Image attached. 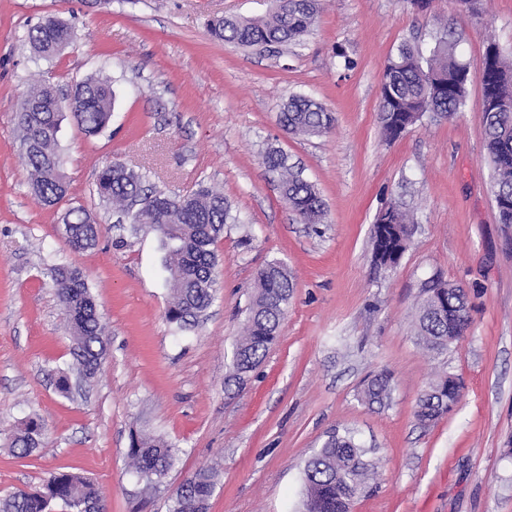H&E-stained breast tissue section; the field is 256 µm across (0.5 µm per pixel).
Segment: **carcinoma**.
Returning a JSON list of instances; mask_svg holds the SVG:
<instances>
[{
  "mask_svg": "<svg viewBox=\"0 0 512 512\" xmlns=\"http://www.w3.org/2000/svg\"><path fill=\"white\" fill-rule=\"evenodd\" d=\"M318 16V0H284V4L262 17L219 18L210 22L212 35L227 44L253 47L284 44L307 35ZM74 30L67 23L48 18L28 31L34 53L50 59L60 47L72 43ZM495 56L482 81L484 103V147L494 169L493 196L502 202L499 222L512 224V65L496 46ZM448 73L453 88L436 92L431 75ZM468 68L457 56L455 43L442 36L429 56L403 46L386 68L384 96L379 98L381 113H418L422 118L449 119L465 103ZM28 98L38 103L31 112L17 115V128L30 185L46 205H55L67 194V185L55 173L60 160L58 131L63 112L56 106L51 84L34 85ZM114 92L108 79L90 78L79 84L70 115L89 136H97L109 125ZM333 117L321 104L305 95H293L279 112V125L298 136L320 135L328 130ZM263 163L279 177L283 200L305 224L324 222V203L314 185L294 171L288 155L277 148L263 154ZM96 194L130 212L133 229H152L163 237L168 248L171 302L167 322L182 331L195 322L213 299L215 269L219 263L214 248L224 233V225L236 220L224 195L208 189L191 195L170 196L159 191L144 192L141 176L121 164L104 168L96 180ZM62 234L74 251L92 247L97 226L82 209L69 211ZM56 295L71 329L72 366L85 379L94 377L106 353L95 298L80 269L70 265L49 268ZM293 284L286 265L271 261L257 274V293L247 308L243 336L233 359L228 382L241 379L258 366L275 341L288 308ZM448 298L458 304L466 301L463 288L439 282L428 290L419 307L416 335L428 349L448 346L449 321L434 312L435 302ZM455 377L444 375L419 399L417 417L430 422L448 413V401H457L460 387ZM390 379L381 373L363 390L365 402L372 405L389 398ZM42 445V424L30 420L10 437L16 456L24 458ZM132 472L151 485L160 474H168L178 461V449L160 436L133 431L126 454ZM302 512H350L355 499L365 493L374 463L364 459V450L353 432L336 431L306 463ZM216 474L200 469L178 488L170 512H196L194 503L210 499ZM101 500L95 483L71 471L49 475L37 491L18 490L0 498V512H46L47 503H60L67 512H82V505Z\"/></svg>",
  "mask_w": 512,
  "mask_h": 512,
  "instance_id": "cac0c4a2",
  "label": "carcinoma"
}]
</instances>
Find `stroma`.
Instances as JSON below:
<instances>
[{
    "instance_id": "1",
    "label": "stroma",
    "mask_w": 512,
    "mask_h": 512,
    "mask_svg": "<svg viewBox=\"0 0 512 512\" xmlns=\"http://www.w3.org/2000/svg\"><path fill=\"white\" fill-rule=\"evenodd\" d=\"M267 0H0V497L39 488L50 473L91 478L107 512H169L181 483L218 472L209 512H297L306 461L337 430H352L377 474L351 512H512V225L500 224L483 141L482 70L489 43L512 60V0H319L302 40L246 49L215 40L214 17L264 15ZM55 16L75 37L38 58L27 31ZM451 31L468 67L466 103L385 136L378 116L385 68L401 45L429 53ZM112 80L108 128L86 136L64 119L59 149L68 192L48 206L32 194L15 116L34 84L73 93L91 75ZM332 113L330 130L301 137L278 125L290 95ZM284 150L325 206L302 223L262 162ZM119 163L170 195L209 186L238 223L215 249L216 294L198 323L174 334L165 318L166 251L99 200L96 177ZM414 220L399 264L372 270V228L388 204ZM85 208L95 246L62 235ZM279 260L294 288L278 338L241 387L227 388L256 273ZM78 267L106 328L107 353L78 392L56 389L72 363L71 331L51 264ZM463 286L471 323L431 352L415 316L432 282ZM391 377L383 404L365 383ZM445 373L460 378L452 412L433 422L417 402ZM45 422L42 446L15 457L8 437ZM176 445L179 460L145 489L129 470L131 430Z\"/></svg>"
}]
</instances>
